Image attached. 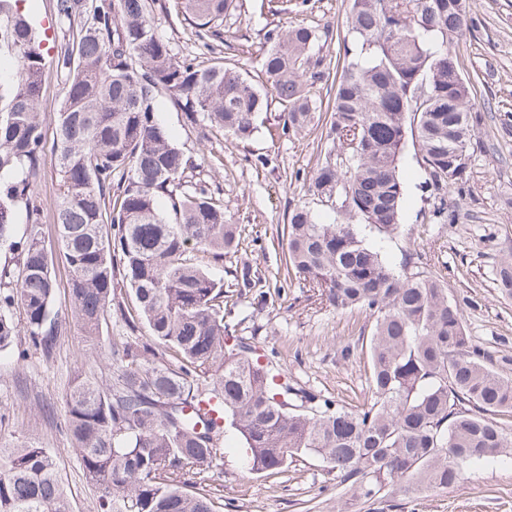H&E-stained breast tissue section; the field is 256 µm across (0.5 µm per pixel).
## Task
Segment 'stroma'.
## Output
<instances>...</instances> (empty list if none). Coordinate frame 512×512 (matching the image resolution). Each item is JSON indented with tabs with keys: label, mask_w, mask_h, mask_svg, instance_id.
<instances>
[{
	"label": "stroma",
	"mask_w": 512,
	"mask_h": 512,
	"mask_svg": "<svg viewBox=\"0 0 512 512\" xmlns=\"http://www.w3.org/2000/svg\"><path fill=\"white\" fill-rule=\"evenodd\" d=\"M261 0H243L240 12L225 18L221 38L201 40L186 20L178 0H152L151 17L159 34L178 57L208 66L214 53L257 77L268 47L266 33L275 26L304 25L316 30L345 32L348 0H308L307 9L289 7L271 16ZM477 22L456 49L461 73L470 81L476 105L486 114L478 136L485 148L471 161L466 195L449 192L451 224H429L420 211L427 195L426 176L416 143H408L401 161L406 199L398 234L386 237L363 230L365 243L392 265L405 253L420 256L426 271L440 275L448 299L460 304L464 324L474 343L493 359L501 375L512 378V299L501 296L496 269L501 257L512 253V126L502 124L512 113V0H471ZM281 110L271 103L257 117V130L241 142L223 130L200 131L185 124L167 94L157 98L160 122L173 141L192 155L200 177L217 190L231 223L240 225L237 253L214 260L191 253L190 259L214 275L242 265L257 270L261 282L246 289L233 308L231 324L239 335L251 338L258 353L270 358L291 384L355 407L370 400L366 373L371 321L362 312H339L315 301L297 280L285 276L286 243L282 230L294 206L306 205L325 223L335 215L307 194V185L324 143L325 119L293 136L273 137L268 128ZM80 331L69 324L50 358L29 355L19 361L16 352L0 355V443L38 438L57 457L73 512H91L94 492L69 451L58 419L36 414L39 403L63 409L65 395L78 373L93 374L99 364H111L109 345H102L101 363L79 354ZM354 356H344V348ZM224 501L223 512H512V463L470 468L451 489L426 490L411 501L360 500L342 503L335 474L310 456L286 473L266 478L252 473L242 461L236 439H226L224 466L212 482Z\"/></svg>",
	"instance_id": "stroma-1"
}]
</instances>
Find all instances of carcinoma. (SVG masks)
<instances>
[{
  "instance_id": "carcinoma-1",
  "label": "carcinoma",
  "mask_w": 512,
  "mask_h": 512,
  "mask_svg": "<svg viewBox=\"0 0 512 512\" xmlns=\"http://www.w3.org/2000/svg\"><path fill=\"white\" fill-rule=\"evenodd\" d=\"M19 2L0 0V251L14 259L0 268V353L20 339V360L31 349L54 353L68 329L55 309L59 256L84 355L98 356L112 315L126 325L110 343L116 369L74 378L60 422L95 491L93 512H221L209 475L224 466L230 435L263 477L315 456L344 494L365 501L447 489L474 465L512 458V430L492 418L512 413V379L488 365L439 277L412 254L393 270L361 237L363 226L384 235L400 228L409 135L430 191L424 219L454 223L448 191L465 192L470 158L484 148V113L469 81L452 77L455 47L475 26L468 0H349L353 46H344L323 159L308 185L336 223L305 205L288 216L286 275L329 306L373 319L372 397L356 409L294 387L224 321V299L250 287L254 272L242 267L226 290L186 253L224 257L238 246L239 226L206 183L185 180L198 164L156 115L164 91L189 125L246 141L270 93L282 107L272 131L297 134L318 118L307 86L330 67L313 52L329 29L268 31L266 93L222 56L200 69L173 54L148 0H55L64 44L53 64L69 79L62 109L47 115L46 59ZM241 7L183 0L198 31L216 38ZM49 123L60 177L53 239L37 195ZM497 276L512 296V255ZM119 277L130 303L114 310ZM0 512H72L40 442L0 446Z\"/></svg>"
}]
</instances>
